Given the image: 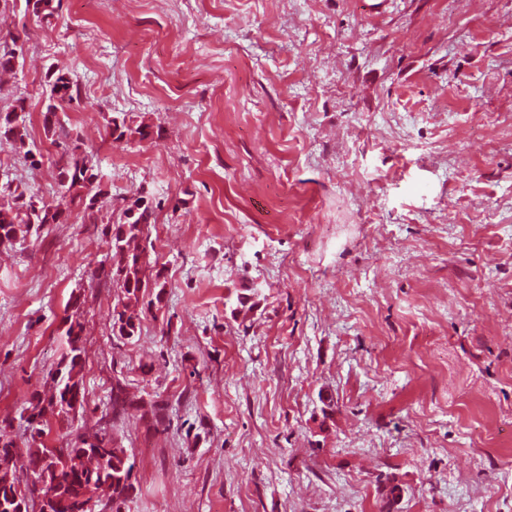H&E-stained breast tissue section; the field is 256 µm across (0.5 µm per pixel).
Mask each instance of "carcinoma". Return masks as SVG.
<instances>
[{
	"mask_svg": "<svg viewBox=\"0 0 512 512\" xmlns=\"http://www.w3.org/2000/svg\"><path fill=\"white\" fill-rule=\"evenodd\" d=\"M25 11L37 18L53 16V0H25ZM49 88L45 105V131L52 132L51 117L64 105L80 100V88L69 74L61 71L46 73ZM110 134L120 139L149 135V126H136L127 122V115L112 117ZM24 142L25 127L17 121L15 111L0 112V138ZM74 146L71 154L57 163L58 180L64 189L56 206H39L24 193L9 187L0 196V244L11 243L21 231L30 232L43 224H62L67 218V198H78L84 204L89 221L98 223L99 192L93 191L98 180L94 164L78 154ZM123 221L108 225L110 248L109 270L102 271L116 283L119 291L112 308V334L131 339L140 333L144 305L159 304L166 288L162 272L151 265L148 246L152 245L150 233L155 223V207L143 196L125 200ZM150 300H145V297ZM65 331L66 351L53 378V389L42 399L38 413L27 419L31 442L41 440L50 431L49 420L44 415L68 417L84 409L85 392L81 375L83 352V324L79 311L67 317ZM143 410L156 424L163 423L161 408L154 401L130 395L121 383L112 386V418H117L129 407ZM20 455L11 440L0 439V512H17L13 498L21 484L20 471H30L35 478L47 476L46 493L53 497L51 512H90V504L100 498V492L109 491L112 512H124V505L135 491L132 482L134 464L122 444V439L102 426L95 430L78 432L66 447L54 451L47 447L26 449V463H19ZM402 488L388 479L379 486V512H392L401 497Z\"/></svg>",
	"mask_w": 512,
	"mask_h": 512,
	"instance_id": "cac0c4a2",
	"label": "carcinoma"
}]
</instances>
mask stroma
I'll use <instances>...</instances> for the list:
<instances>
[{"instance_id": "35a3bbf8", "label": "stroma", "mask_w": 512, "mask_h": 512, "mask_svg": "<svg viewBox=\"0 0 512 512\" xmlns=\"http://www.w3.org/2000/svg\"><path fill=\"white\" fill-rule=\"evenodd\" d=\"M13 35L0 188L56 203L79 147L112 222L157 202L167 287L127 340L80 203L1 245L5 438L76 309L84 410L43 442L113 428L126 512H377L381 474L393 512H512V0H61ZM51 68L81 91L52 136ZM118 113L159 137L111 136ZM119 382L163 429L113 418ZM15 112L18 111L0 112V139L2 137L14 139L24 144V139L27 135L26 130L24 126L18 123L17 114Z\"/></svg>"}]
</instances>
